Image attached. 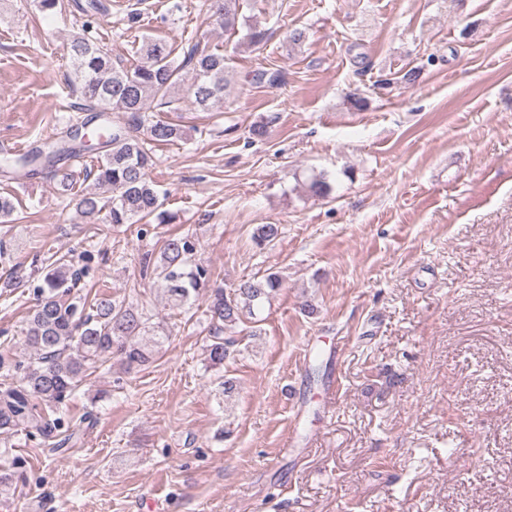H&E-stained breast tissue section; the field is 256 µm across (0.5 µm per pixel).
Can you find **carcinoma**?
<instances>
[{
    "label": "carcinoma",
    "instance_id": "carcinoma-1",
    "mask_svg": "<svg viewBox=\"0 0 512 512\" xmlns=\"http://www.w3.org/2000/svg\"><path fill=\"white\" fill-rule=\"evenodd\" d=\"M238 0H222L220 14L224 28L235 27ZM82 103L103 120L96 139L104 147L96 169L93 187L78 194L76 210L83 218L111 226L134 224L154 215L160 208L159 193L150 177L154 148L182 137L181 124L158 119L147 127L146 137L132 128L142 124L147 102L157 100L178 112L173 91L183 82V65L173 58L174 49L162 40L149 39L142 48L141 61L118 66L107 48L83 35L66 43ZM187 62L192 65L193 82L188 87L194 110L212 112L228 88V66L221 53L193 50ZM92 121L70 130L66 137L44 143L23 154L3 158L4 171L25 177L61 159H83L89 145L83 141ZM63 193L71 191L78 173L73 168L55 170ZM280 235L277 224H260L252 233L254 243L266 246ZM196 239L186 232L169 237L163 246L158 268L161 286L178 305L205 296L209 317L206 353L209 363L220 366L231 357L237 339L226 334L236 326L243 311L254 314L281 287L276 274L263 279H243L226 290L213 282L212 272L192 264ZM91 254L70 251L57 257L35 255L33 271L41 273L34 285L36 303L28 319L25 359L11 361L0 355V366L13 369L19 381L0 390V431L23 432L39 437L57 452L68 432L59 410L76 391L88 370L117 359L126 369L150 362L159 341L150 337L151 316L133 307L112 301L109 295L88 299L82 281L92 277ZM0 266L6 277L0 288H19L29 282L25 269L12 263L11 249L0 241Z\"/></svg>",
    "mask_w": 512,
    "mask_h": 512
}]
</instances>
